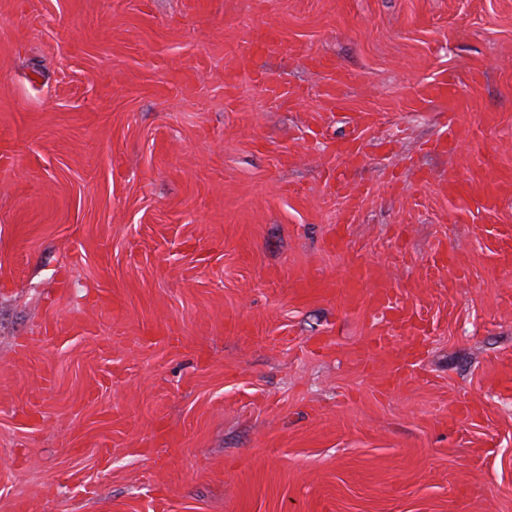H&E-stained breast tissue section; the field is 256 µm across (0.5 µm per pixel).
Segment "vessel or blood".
Wrapping results in <instances>:
<instances>
[{"mask_svg": "<svg viewBox=\"0 0 512 512\" xmlns=\"http://www.w3.org/2000/svg\"><path fill=\"white\" fill-rule=\"evenodd\" d=\"M426 102L444 106L450 119L441 136L435 142L439 151L456 148L464 136L463 128L456 125L454 117L468 108L461 97L456 81L442 75L427 82L422 90ZM512 185V171L499 169L487 177L467 176L438 183L436 190L454 204L460 217L476 214L496 215L502 200L501 189ZM346 302L358 307L361 301H368L371 308L379 312L392 332L408 331L419 335V328L410 322L406 308L397 298L398 286L395 281L383 276L372 264L354 266L342 282Z\"/></svg>", "mask_w": 512, "mask_h": 512, "instance_id": "obj_1", "label": "vessel or blood"}]
</instances>
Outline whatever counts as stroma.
Here are the masks:
<instances>
[{
	"label": "stroma",
	"instance_id": "35a3bbf8",
	"mask_svg": "<svg viewBox=\"0 0 512 512\" xmlns=\"http://www.w3.org/2000/svg\"><path fill=\"white\" fill-rule=\"evenodd\" d=\"M486 154L512 168V0H0V512H512V190L461 221L419 182ZM365 262L419 345L298 290ZM422 96L426 102L443 105L448 112V123L436 140L434 148L442 152H447L448 148H456L464 136V130L456 125L454 116L457 112H465L468 109L467 103L461 97L458 84L447 75H442L424 85Z\"/></svg>",
	"mask_w": 512,
	"mask_h": 512
}]
</instances>
